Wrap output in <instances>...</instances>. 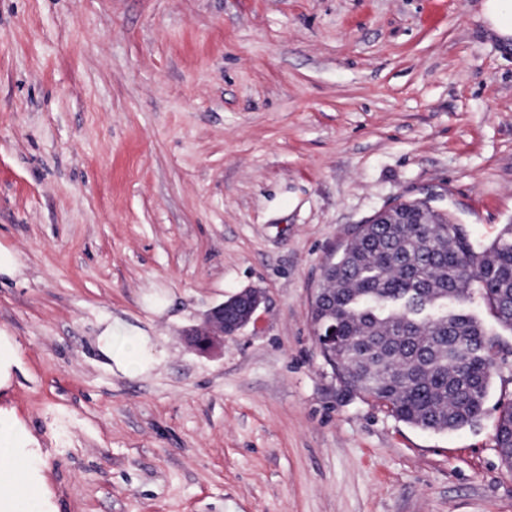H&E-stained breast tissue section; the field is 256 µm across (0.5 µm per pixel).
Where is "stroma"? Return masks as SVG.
Wrapping results in <instances>:
<instances>
[{"label": "stroma", "instance_id": "1", "mask_svg": "<svg viewBox=\"0 0 512 512\" xmlns=\"http://www.w3.org/2000/svg\"><path fill=\"white\" fill-rule=\"evenodd\" d=\"M483 0H0V410L39 512H512L483 416L434 433L347 391L320 352L325 262L398 200L475 249L512 225V45ZM245 288L224 349L184 332ZM148 337L147 370L98 347ZM100 336L101 350L121 372L146 369L151 362L148 339L122 323L108 324ZM122 339L127 347L118 349L115 338Z\"/></svg>", "mask_w": 512, "mask_h": 512}]
</instances>
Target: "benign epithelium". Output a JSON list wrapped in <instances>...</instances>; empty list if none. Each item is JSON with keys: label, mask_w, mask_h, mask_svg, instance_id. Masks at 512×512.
<instances>
[{"label": "benign epithelium", "mask_w": 512, "mask_h": 512, "mask_svg": "<svg viewBox=\"0 0 512 512\" xmlns=\"http://www.w3.org/2000/svg\"><path fill=\"white\" fill-rule=\"evenodd\" d=\"M263 300L262 293L245 288L213 307L201 325L188 330L190 343L204 353L224 345V338L236 335L252 319Z\"/></svg>", "instance_id": "1"}]
</instances>
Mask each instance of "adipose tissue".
Instances as JSON below:
<instances>
[{
  "mask_svg": "<svg viewBox=\"0 0 512 512\" xmlns=\"http://www.w3.org/2000/svg\"><path fill=\"white\" fill-rule=\"evenodd\" d=\"M100 342L102 352L119 371L142 370L151 362L147 338L124 324H108ZM25 443L26 436L17 423L0 418V512H23L24 506L39 497Z\"/></svg>",
  "mask_w": 512,
  "mask_h": 512,
  "instance_id": "ef3b65f1",
  "label": "adipose tissue"
}]
</instances>
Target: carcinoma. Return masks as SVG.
<instances>
[{"label":"carcinoma","mask_w":512,"mask_h":512,"mask_svg":"<svg viewBox=\"0 0 512 512\" xmlns=\"http://www.w3.org/2000/svg\"><path fill=\"white\" fill-rule=\"evenodd\" d=\"M405 224H362L327 264L336 344L325 356L340 382L433 432L475 423L495 367L497 341L457 310L429 318L436 302L477 293L512 330V227L482 251L445 212L410 208ZM497 451L512 467V403L503 407Z\"/></svg>","instance_id":"carcinoma-1"}]
</instances>
